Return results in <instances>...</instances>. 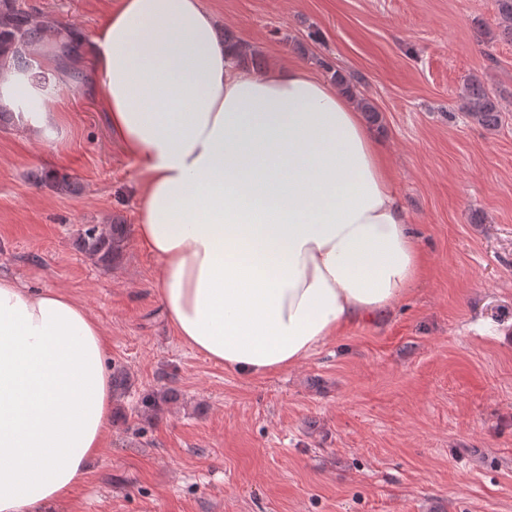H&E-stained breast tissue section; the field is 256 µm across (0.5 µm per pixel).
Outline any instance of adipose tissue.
<instances>
[{
	"mask_svg": "<svg viewBox=\"0 0 512 512\" xmlns=\"http://www.w3.org/2000/svg\"><path fill=\"white\" fill-rule=\"evenodd\" d=\"M87 50L111 135L139 175L140 243L166 319L226 369L298 365L386 314L423 253L363 114L302 66L239 67L202 0H121ZM48 92L0 71L20 131L56 136ZM99 323L0 277V512H51L83 483L113 411Z\"/></svg>",
	"mask_w": 512,
	"mask_h": 512,
	"instance_id": "1",
	"label": "adipose tissue"
}]
</instances>
